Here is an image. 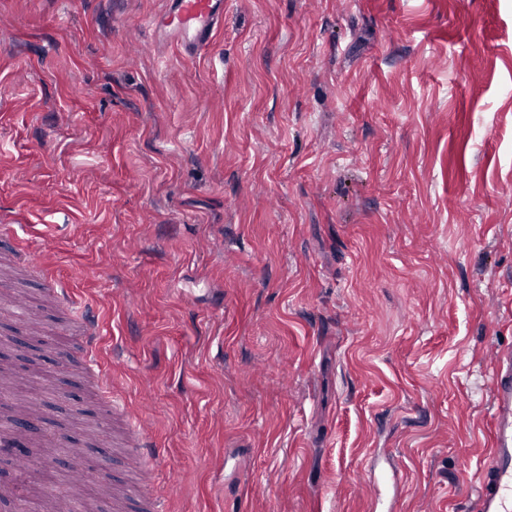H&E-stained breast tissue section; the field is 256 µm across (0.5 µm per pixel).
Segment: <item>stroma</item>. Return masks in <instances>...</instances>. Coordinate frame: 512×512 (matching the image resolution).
Instances as JSON below:
<instances>
[{
    "mask_svg": "<svg viewBox=\"0 0 512 512\" xmlns=\"http://www.w3.org/2000/svg\"><path fill=\"white\" fill-rule=\"evenodd\" d=\"M0 0V216L91 300L167 512H465L512 344V0ZM44 283L21 295L40 304ZM14 381L126 479L41 306ZM167 1L164 11L147 19V27L176 37L183 54H198L223 20L224 0Z\"/></svg>",
    "mask_w": 512,
    "mask_h": 512,
    "instance_id": "35a3bbf8",
    "label": "stroma"
}]
</instances>
